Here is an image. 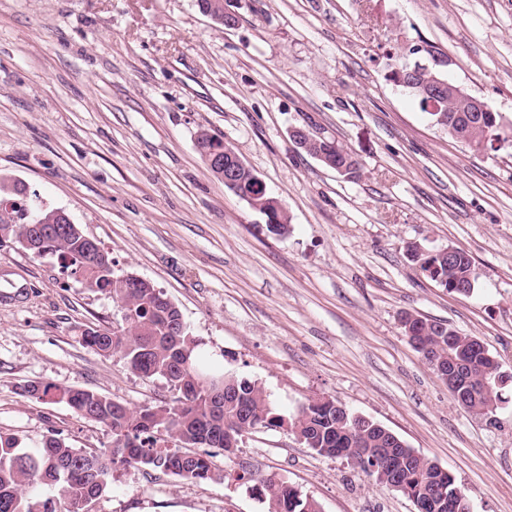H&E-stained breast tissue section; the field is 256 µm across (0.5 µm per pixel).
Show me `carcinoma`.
<instances>
[{
  "mask_svg": "<svg viewBox=\"0 0 512 512\" xmlns=\"http://www.w3.org/2000/svg\"><path fill=\"white\" fill-rule=\"evenodd\" d=\"M437 78L444 75L431 66L407 89L423 112L427 103L421 86ZM437 102L439 111L430 117L445 118L439 127L448 137L478 149L489 136L501 134L494 127L501 123L498 112H493L491 123L464 111V101L454 89L441 91ZM311 136L336 160V167L345 169V175H357L359 163L350 150L314 132ZM196 144L204 159L224 148L223 138L205 129L198 132ZM233 192L260 213L269 208V195L256 187L250 170L240 171ZM27 207L40 223H29L16 203L0 205V238L45 246L75 282L111 294L132 312L121 333L89 326L81 333L82 344L103 356H120L144 377L164 379L176 397L163 405L132 408L79 386L59 389L41 381L25 383L22 396L64 402L81 418L104 425L123 445L86 452L52 435L40 447L26 448L18 436L0 433V512H83V504L101 495L116 467L125 464L207 480L214 470L210 449L231 454L247 429L284 426L318 454L345 458L377 482L420 501L425 512H469L468 504H460L456 497L453 476L417 454L390 429L357 417L336 400L318 397L288 418L279 414L257 382L221 371L202 358L201 341L189 333L179 308L163 291L149 282L136 286L115 275L110 252L103 247L89 257L86 233L77 224L60 223L55 209L34 200ZM265 229L276 236L289 231L288 210L274 211V223ZM411 258L423 275L445 280L454 293L467 296L474 291L468 253L462 251L452 261L437 253H416ZM402 323L404 335H417L422 344L418 353L429 366L436 361L447 366L450 351L461 359L460 378L470 389L468 408L496 412L504 380L490 371L489 359L474 348L471 336L458 332L450 346L451 327L444 322L429 319L420 326L407 312ZM198 448L203 452H196ZM251 480L262 487L269 512H321L317 501L273 475H253Z\"/></svg>",
  "mask_w": 512,
  "mask_h": 512,
  "instance_id": "obj_1",
  "label": "carcinoma"
}]
</instances>
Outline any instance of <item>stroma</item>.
Here are the masks:
<instances>
[{
	"instance_id": "stroma-1",
	"label": "stroma",
	"mask_w": 512,
	"mask_h": 512,
	"mask_svg": "<svg viewBox=\"0 0 512 512\" xmlns=\"http://www.w3.org/2000/svg\"><path fill=\"white\" fill-rule=\"evenodd\" d=\"M225 29L196 0H0V173L65 211L180 309L218 367L291 415L330 397L449 470L470 512H512V398L496 424L460 407L409 344L403 313L480 338L512 376V147L476 152L392 79L409 48L490 103L512 135V0H231ZM348 147L359 176L322 166L292 128ZM221 136L288 208L263 217L207 167ZM411 243L453 246L475 290L425 277ZM121 321L55 255L0 247V433L111 447L103 425L21 396L27 381L83 386L131 407L170 401L159 377L80 342ZM192 481L127 466L89 512H268L243 473L276 474L322 512H414L413 503L287 428L243 437Z\"/></svg>"
}]
</instances>
